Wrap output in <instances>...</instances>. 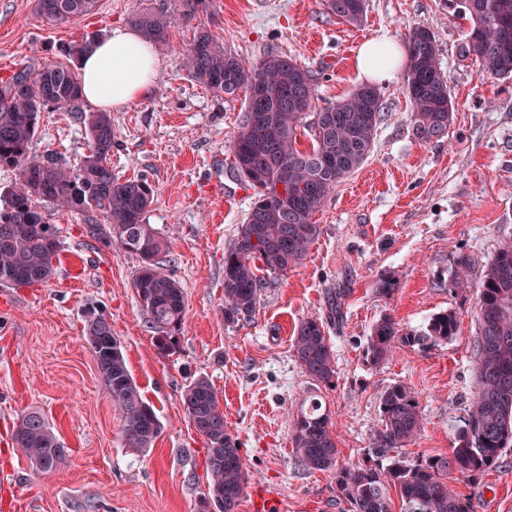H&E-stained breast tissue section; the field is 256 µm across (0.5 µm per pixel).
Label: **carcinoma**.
<instances>
[{"label":"carcinoma","mask_w":512,"mask_h":512,"mask_svg":"<svg viewBox=\"0 0 512 512\" xmlns=\"http://www.w3.org/2000/svg\"><path fill=\"white\" fill-rule=\"evenodd\" d=\"M98 0H37L39 15L52 25L67 24L91 13ZM182 18L207 10L209 0H178ZM331 14L350 25L362 22L366 0H325ZM462 15L470 21L464 56L479 62L482 73L512 78V0H462ZM129 24L152 41L165 39L171 18L162 11L132 14ZM99 35H85L64 53L72 64L45 62L21 67L0 79V166L13 169L14 181L0 191V288L47 282L60 252L55 225L40 202H50L79 214L87 232L104 246H117L136 257L139 267L133 288L152 327L163 333L176 328L185 309L184 290L164 269L169 243L147 224L152 184L145 178L112 177L114 131L108 112L84 113L79 60ZM185 63L192 78L217 94H245L246 111L230 148L242 167L264 184L284 183L300 195L286 201L254 195L234 246L224 255V321L233 323L252 314L264 278L299 264L319 234L313 216L322 209L336 185L357 170L369 156L382 120L380 92L362 86L349 96L313 110L314 87L309 73L292 59L267 55L249 63L224 47L204 26L196 29L186 48ZM403 80L412 105L416 135L429 141L448 135L453 105L441 72L434 34L415 28L406 37ZM65 109L80 113L88 146L81 166L70 167L54 153L35 154L31 145L43 112ZM308 133L310 149L298 148ZM398 288L383 274L375 292L390 298ZM479 334L474 341L477 394L454 448L447 457L409 463L400 458L387 468L376 465H338L339 448L330 416L316 397L301 404L292 424L291 440L298 461L309 470L329 472L347 512H392L390 492L401 500V512H473L445 480L451 472L478 478L495 467L512 446V243L498 248L477 289ZM459 331L457 316L443 312L426 328L406 332L389 318L372 328L367 357L378 363L401 346L436 345ZM83 336L95 357L100 378L119 407L121 432L131 448H149L162 426L127 367L120 343L112 336L106 315L84 321ZM294 355L316 383L335 375L332 345L321 319L301 321L293 336ZM189 422L208 443V490L218 493L219 512H235L248 473L236 439L227 431L220 393L205 377L182 394ZM423 415L415 396L394 385L381 396L379 429L374 447L382 453L403 448L418 434ZM14 438L31 466L48 473L64 462L66 449L39 412L22 415Z\"/></svg>","instance_id":"cac0c4a2"}]
</instances>
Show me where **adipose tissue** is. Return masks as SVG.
Here are the masks:
<instances>
[{"label":"adipose tissue","mask_w":512,"mask_h":512,"mask_svg":"<svg viewBox=\"0 0 512 512\" xmlns=\"http://www.w3.org/2000/svg\"><path fill=\"white\" fill-rule=\"evenodd\" d=\"M403 62L404 50L392 40L382 46L371 39L358 48V68L373 83L395 78ZM158 70L159 59L151 43L137 30L113 28L80 61L83 97L100 108H122L147 94Z\"/></svg>","instance_id":"obj_1"}]
</instances>
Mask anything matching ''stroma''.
<instances>
[{
  "instance_id": "35a3bbf8",
  "label": "stroma",
  "mask_w": 512,
  "mask_h": 512,
  "mask_svg": "<svg viewBox=\"0 0 512 512\" xmlns=\"http://www.w3.org/2000/svg\"><path fill=\"white\" fill-rule=\"evenodd\" d=\"M35 3L0 0V78L63 61L68 43L109 33L133 13L174 16L155 45L161 68L148 94L111 114V166L114 177L153 185L145 221L170 243L168 270L184 288L185 310L172 347L160 350L133 288L137 258L88 237L80 216L46 206L61 242L53 277L0 288V512H199L207 442L187 421L182 392L201 376L223 395L224 421L249 473L236 512H344L331 474L305 469L292 448V423L312 394L330 415L339 465L389 464L373 442L380 398L394 385L411 391L423 414L401 456H448L476 398L477 287L499 245L512 241V78L483 76L462 57L468 20L448 0H367L355 26L322 0H210L190 21L176 16L175 0H98L94 13L59 26ZM201 25L242 59L292 58L311 75L318 108L365 85L355 60L362 42L401 43L426 27L453 103L447 137L426 142L415 134L403 78L379 85L383 119L370 155L315 214L319 235L303 263L275 275L254 313L234 324L224 320V254L253 192L233 169L229 139L246 103L204 88L185 68ZM31 149L78 165L88 152L84 127L75 113H42ZM383 273L398 283L388 299L374 292ZM89 309L109 318L161 422L152 447L130 448L122 438L119 410L82 335ZM442 312L457 316L453 339L367 361L380 319L415 332ZM312 316L323 319L333 346L336 374L325 385L293 353L296 328ZM33 410L66 448L65 463L48 474L35 472L12 438L17 419ZM447 480L473 512H512V448L478 479L454 472Z\"/></svg>"
}]
</instances>
